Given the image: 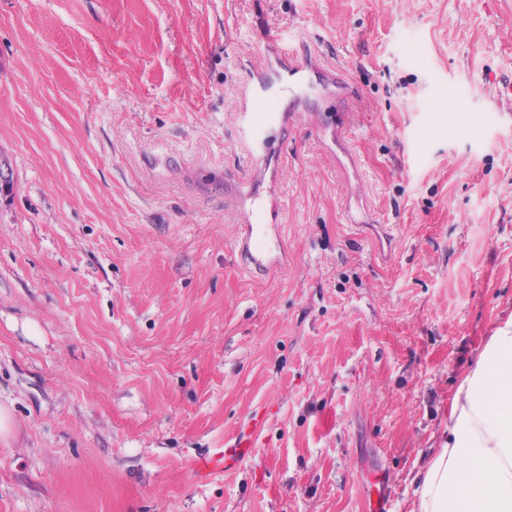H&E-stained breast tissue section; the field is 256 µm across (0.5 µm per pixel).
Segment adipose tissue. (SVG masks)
<instances>
[{"label":"adipose tissue","instance_id":"ef3b65f1","mask_svg":"<svg viewBox=\"0 0 512 512\" xmlns=\"http://www.w3.org/2000/svg\"><path fill=\"white\" fill-rule=\"evenodd\" d=\"M409 512H512V315L459 380Z\"/></svg>","mask_w":512,"mask_h":512}]
</instances>
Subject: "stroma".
Here are the masks:
<instances>
[{
    "instance_id": "35a3bbf8",
    "label": "stroma",
    "mask_w": 512,
    "mask_h": 512,
    "mask_svg": "<svg viewBox=\"0 0 512 512\" xmlns=\"http://www.w3.org/2000/svg\"><path fill=\"white\" fill-rule=\"evenodd\" d=\"M271 34L326 77L261 179ZM509 83L512 0H0V512H408L512 314ZM252 219L249 224H243L242 235L239 242V251L242 256L248 258L255 268L269 270L285 253L282 240L272 246L269 238L271 223L277 220L278 210L269 205L268 201L254 194L249 196ZM279 251V256L273 261H265ZM257 428V423L252 425V429L249 432L239 434L233 445L229 448L224 449L213 456L201 458L196 463V469L202 473L210 472L215 470H222L228 467L230 461H236L244 458L251 452V448H254V432Z\"/></svg>"
}]
</instances>
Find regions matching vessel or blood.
Masks as SVG:
<instances>
[{
	"label": "vessel or blood",
	"mask_w": 512,
	"mask_h": 512,
	"mask_svg": "<svg viewBox=\"0 0 512 512\" xmlns=\"http://www.w3.org/2000/svg\"><path fill=\"white\" fill-rule=\"evenodd\" d=\"M318 74L317 66L297 62L284 54L280 57L278 71H263L256 75L244 107V134L256 166L268 167L271 161L280 157V147L273 132L282 127L283 119L280 113L271 110L270 99L276 97L299 102L307 91L315 89L314 79ZM250 209L251 220L242 228L239 251L252 265L267 270L271 267L273 254L284 249L283 244H272L269 238L270 224L276 221L278 211L257 194L250 198ZM253 446V432L239 434L233 445L211 457L201 458L196 468L203 472L225 469L229 462L248 455Z\"/></svg>",
	"instance_id": "1"
}]
</instances>
